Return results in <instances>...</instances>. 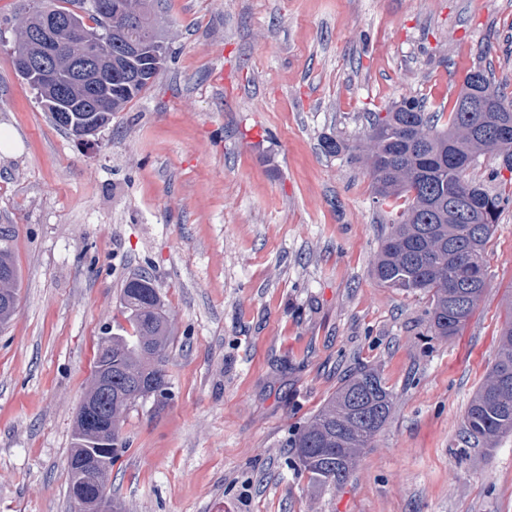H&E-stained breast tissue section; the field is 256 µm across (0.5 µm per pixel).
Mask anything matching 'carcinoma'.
I'll use <instances>...</instances> for the list:
<instances>
[{
    "label": "carcinoma",
    "mask_w": 512,
    "mask_h": 512,
    "mask_svg": "<svg viewBox=\"0 0 512 512\" xmlns=\"http://www.w3.org/2000/svg\"><path fill=\"white\" fill-rule=\"evenodd\" d=\"M100 2L89 0V7L79 13L48 0L25 19L13 47L15 57L41 52L30 34L54 17L72 18L82 23L92 38L106 39L108 27ZM125 2L133 20L125 37L144 43V49L127 59L120 55V48L112 46L115 61L132 77L117 89L102 88L101 95L93 98L104 125L112 113L124 110L153 84L152 46L147 39L162 42L153 0ZM55 37L58 72L64 81L31 84L36 97L42 102L54 94L74 99L88 96L84 80L91 70L69 45L65 27H56ZM483 95L498 99L501 111H482ZM439 122V114L427 112L415 98L403 99L383 115L373 114L367 160L379 204L392 197L409 200L408 207L388 224L373 274L387 288L429 296L431 328L435 335L448 338L466 326L488 286L487 246L501 212L512 203V191L497 185V170H491L484 181L467 177L474 160L489 152L512 172V98L494 85L487 69L477 67L465 76L448 123L441 126ZM320 148L324 154L336 156L348 155L360 146L329 135L321 139ZM2 273L8 274L9 280L4 285L6 292H0V310L9 303L18 305L19 280L9 249L1 246ZM121 304L132 332L102 338L94 361V371L112 377V449L90 452L91 439L81 422L84 406H79L67 459V471L73 470L79 477L68 476L70 492L77 479L91 493L98 483H110L113 463L128 448L121 433L125 412L139 399L168 398L162 370L172 325L162 298L151 279L141 273L126 281ZM391 410V395L381 377L363 367L288 437L286 446L295 449L313 483L339 486L352 474L357 457L371 446ZM465 433L486 448L512 434V301L494 364L467 407Z\"/></svg>",
    "instance_id": "obj_1"
}]
</instances>
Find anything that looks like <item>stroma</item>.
<instances>
[{
	"instance_id": "1",
	"label": "stroma",
	"mask_w": 512,
	"mask_h": 512,
	"mask_svg": "<svg viewBox=\"0 0 512 512\" xmlns=\"http://www.w3.org/2000/svg\"><path fill=\"white\" fill-rule=\"evenodd\" d=\"M38 0H0V241L20 276L0 327V512H74L67 457L97 342L150 274L173 326L170 398L126 412L111 494L128 512H512V435L464 439L512 300V205L460 335L422 294L380 284L389 212L368 116L405 97L451 112L467 72L512 97V0H157L155 83L95 137L58 127L18 75ZM390 417L341 486L289 435L359 368Z\"/></svg>"
}]
</instances>
